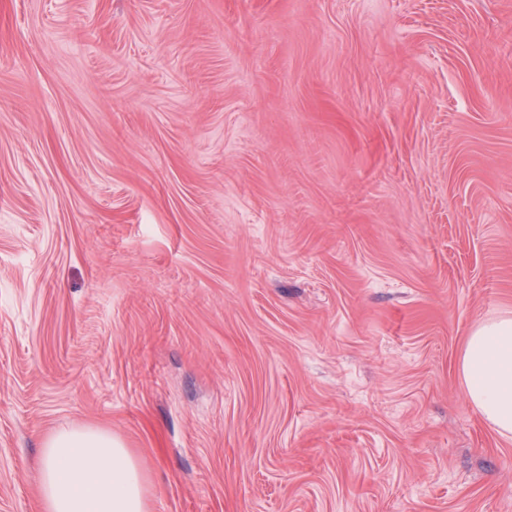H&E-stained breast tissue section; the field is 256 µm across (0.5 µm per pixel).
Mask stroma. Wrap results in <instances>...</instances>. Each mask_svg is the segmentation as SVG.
<instances>
[{"label":"stroma","instance_id":"stroma-1","mask_svg":"<svg viewBox=\"0 0 512 512\" xmlns=\"http://www.w3.org/2000/svg\"><path fill=\"white\" fill-rule=\"evenodd\" d=\"M512 0H0V512L105 428L152 512H512ZM459 370L465 399L500 435H512V317L484 321L467 337Z\"/></svg>","mask_w":512,"mask_h":512}]
</instances>
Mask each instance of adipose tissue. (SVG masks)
I'll return each mask as SVG.
<instances>
[{"label": "adipose tissue", "instance_id": "adipose-tissue-1", "mask_svg": "<svg viewBox=\"0 0 512 512\" xmlns=\"http://www.w3.org/2000/svg\"><path fill=\"white\" fill-rule=\"evenodd\" d=\"M459 370L467 404L511 436L512 317L473 328ZM37 476L42 512H150L146 461L101 427L69 425L48 434Z\"/></svg>", "mask_w": 512, "mask_h": 512}]
</instances>
